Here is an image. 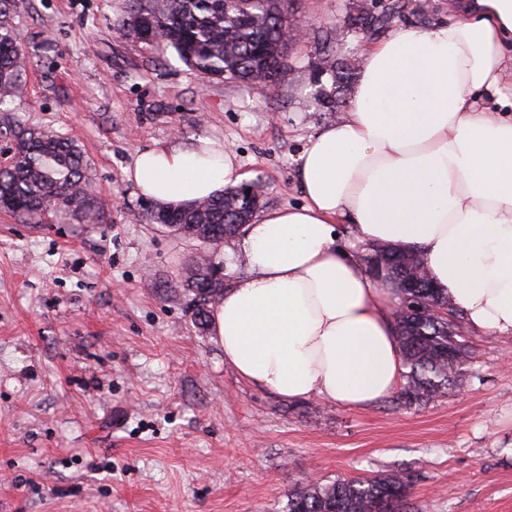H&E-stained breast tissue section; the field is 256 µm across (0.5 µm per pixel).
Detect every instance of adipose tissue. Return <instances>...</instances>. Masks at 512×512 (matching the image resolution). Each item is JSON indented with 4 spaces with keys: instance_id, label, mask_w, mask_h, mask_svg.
Masks as SVG:
<instances>
[{
    "instance_id": "adipose-tissue-1",
    "label": "adipose tissue",
    "mask_w": 512,
    "mask_h": 512,
    "mask_svg": "<svg viewBox=\"0 0 512 512\" xmlns=\"http://www.w3.org/2000/svg\"><path fill=\"white\" fill-rule=\"evenodd\" d=\"M453 5L448 20L364 49L346 117L296 159L303 204L234 241L249 274L214 305L211 331L242 379L356 409L392 392L404 371L393 321L354 258L382 244L420 251L472 329L512 335V0ZM125 176L164 206L245 178L207 137L137 150Z\"/></svg>"
}]
</instances>
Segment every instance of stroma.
Masks as SVG:
<instances>
[{"instance_id":"stroma-1","label":"stroma","mask_w":512,"mask_h":512,"mask_svg":"<svg viewBox=\"0 0 512 512\" xmlns=\"http://www.w3.org/2000/svg\"><path fill=\"white\" fill-rule=\"evenodd\" d=\"M390 27L448 19V0H298L277 91L207 81L119 28L128 0H28L13 20L29 124L79 139L105 221L0 212V512H285L316 478L411 475L413 512H512V336L463 329L447 393L353 410L288 401L238 377L184 289L201 242L141 221L137 149L207 135L263 210L303 202L295 159L336 115L312 97L323 43L361 56L360 10Z\"/></svg>"}]
</instances>
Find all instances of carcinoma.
Returning a JSON list of instances; mask_svg holds the SVG:
<instances>
[{
	"mask_svg": "<svg viewBox=\"0 0 512 512\" xmlns=\"http://www.w3.org/2000/svg\"><path fill=\"white\" fill-rule=\"evenodd\" d=\"M296 0H130L123 33L152 42L164 31V45L173 47L182 60L211 80H235L249 84L263 59L287 55L285 29L293 17ZM24 0H0V106L24 97L29 83L27 56L17 41L11 21ZM391 14L361 11L349 24L370 34L386 28ZM328 57L329 75L336 95L317 87L314 98L338 110V94L355 79V69ZM11 146L1 151L0 211L30 224H41L53 213L80 224H101V211L92 187L90 162L81 144L52 128H34L18 116L9 124ZM258 206L232 195L197 200L177 207L154 208L148 215L155 224H209L220 240L240 234L238 225L252 220ZM394 255L389 282L399 292L401 314L394 319L403 366L408 369L401 398L409 404L425 403L448 390L470 358V351L448 331V297L432 286L421 271L424 258L417 252L373 247L362 258L370 274L374 256ZM206 270L192 274L186 288L192 298L195 320L208 322V308L224 291V280L215 277L223 266L203 260ZM417 279L426 287L416 291L403 287ZM411 479L399 474L365 479H339L329 483H306L288 495V512H403Z\"/></svg>",
	"mask_w": 512,
	"mask_h": 512,
	"instance_id": "carcinoma-1",
	"label": "carcinoma"
}]
</instances>
